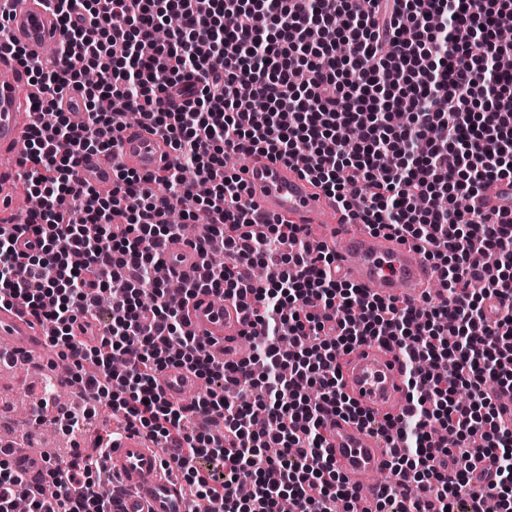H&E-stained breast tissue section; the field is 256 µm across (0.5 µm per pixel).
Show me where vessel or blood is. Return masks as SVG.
I'll list each match as a JSON object with an SVG mask.
<instances>
[{"instance_id": "1", "label": "vessel or blood", "mask_w": 512, "mask_h": 512, "mask_svg": "<svg viewBox=\"0 0 512 512\" xmlns=\"http://www.w3.org/2000/svg\"><path fill=\"white\" fill-rule=\"evenodd\" d=\"M0 10L10 16L0 31L1 38L24 46L32 63L61 65L55 48L63 39L62 27L44 0H0ZM27 80L25 67L10 55L0 56V205L15 198L21 172L18 147L36 120L32 97L37 89ZM172 158L166 139L133 125L121 132L111 156L84 157L77 179L107 190L112 186L113 168L154 172ZM242 178L250 200L261 212L305 228L328 224L324 241L335 249L344 277L370 296L406 307L420 306L428 292L437 299L445 297V290L434 284V271L414 249L381 234L354 230L349 224L329 223L330 199L294 166L264 161L249 166ZM478 204L486 212L511 211L512 181L494 182ZM198 261V253L182 241L168 243L167 262L176 271H189ZM245 323V313L237 304L223 295L208 293L191 304L185 330L227 347ZM46 343V325L36 322L20 306H0V367L17 357L41 362ZM341 374L346 394L364 409L392 414L403 402L405 366L396 347H357L342 359ZM155 379L164 396L175 404L197 384L195 376L183 367H168ZM325 435L337 471L351 486L360 487L369 474L384 469L388 450L367 427L336 416L328 420ZM8 461L31 483L41 482L44 463L26 445H12ZM105 469L123 494V512H187L180 482L164 473L158 448L143 435L123 431L114 437Z\"/></svg>"}]
</instances>
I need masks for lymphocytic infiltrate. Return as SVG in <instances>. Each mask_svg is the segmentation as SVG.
<instances>
[{"mask_svg":"<svg viewBox=\"0 0 512 512\" xmlns=\"http://www.w3.org/2000/svg\"><path fill=\"white\" fill-rule=\"evenodd\" d=\"M64 27L57 71L29 69L38 114L23 161L38 211L0 231V306L50 326L90 404L58 414L82 434L97 406L164 443L168 464L206 512H360L324 436L339 415L391 443L377 512H512V217L474 201L512 179V0H45ZM81 91L72 121L58 101ZM167 138L172 162L119 171L110 192L75 185L82 158L110 151L128 113ZM244 155L297 164L346 220L393 234L436 261L447 291L416 308L369 298L303 228L256 215L228 171ZM466 199L459 207L458 199ZM201 261L184 299L222 293L254 317L262 346L241 359L185 333L154 270L197 211ZM32 237L30 252L17 248ZM498 301V319L485 309ZM107 308L100 345L80 346L79 316ZM396 345L407 404L384 419L344 392L339 359ZM184 366L204 397L168 401L154 374ZM110 437L56 460L48 486L0 460V512H113L95 477Z\"/></svg>","mask_w":512,"mask_h":512,"instance_id":"1","label":"lymphocytic infiltrate"}]
</instances>
